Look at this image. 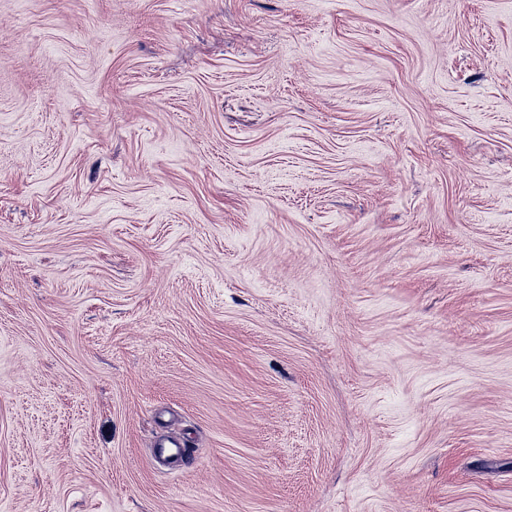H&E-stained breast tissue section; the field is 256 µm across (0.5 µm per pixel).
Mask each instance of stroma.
Returning <instances> with one entry per match:
<instances>
[{
    "label": "stroma",
    "mask_w": 512,
    "mask_h": 512,
    "mask_svg": "<svg viewBox=\"0 0 512 512\" xmlns=\"http://www.w3.org/2000/svg\"><path fill=\"white\" fill-rule=\"evenodd\" d=\"M0 512H512V0H0ZM155 458L163 457L173 458L178 462L191 464L193 457L190 446L185 441L177 440L171 437L158 438L154 444Z\"/></svg>",
    "instance_id": "obj_1"
}]
</instances>
